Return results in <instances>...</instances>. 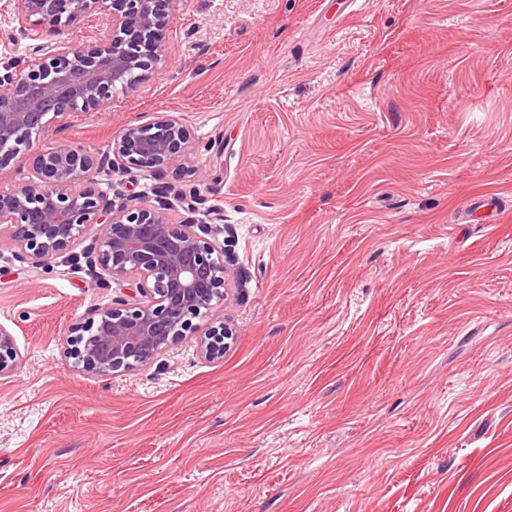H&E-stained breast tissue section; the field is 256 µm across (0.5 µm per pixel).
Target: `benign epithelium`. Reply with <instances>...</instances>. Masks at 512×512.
<instances>
[{"instance_id": "benign-epithelium-1", "label": "benign epithelium", "mask_w": 512, "mask_h": 512, "mask_svg": "<svg viewBox=\"0 0 512 512\" xmlns=\"http://www.w3.org/2000/svg\"><path fill=\"white\" fill-rule=\"evenodd\" d=\"M24 54L0 66V172L27 158L31 176L0 188V249L23 263L45 266L85 244L88 270L106 282L137 280L135 295L117 297L73 323L64 347L75 368L92 375L134 371L158 354L196 337L199 354L224 356L232 328L220 322L199 331L193 320L225 299L231 271L218 236L224 226L170 222L178 207L198 210L199 194L167 185L156 206L115 203L121 194L101 187L99 175L134 168L174 170L188 165L192 134L174 114L127 123L107 150L61 144L44 151L34 142L74 110L99 112L118 92L134 89L136 72L164 59L162 31L174 0H8ZM91 14L109 22L107 36L79 44L45 40ZM95 235H89L91 230ZM13 334L0 326V377L18 366Z\"/></svg>"}]
</instances>
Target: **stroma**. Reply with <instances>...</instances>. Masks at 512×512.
Returning <instances> with one entry per match:
<instances>
[{
  "mask_svg": "<svg viewBox=\"0 0 512 512\" xmlns=\"http://www.w3.org/2000/svg\"><path fill=\"white\" fill-rule=\"evenodd\" d=\"M163 44L36 146L179 116L235 256L197 323L236 338L84 373L111 289L0 252V512H512V0H177ZM480 195L499 223H462ZM18 358L13 334L0 326V377L11 374L16 370Z\"/></svg>",
  "mask_w": 512,
  "mask_h": 512,
  "instance_id": "obj_1",
  "label": "stroma"
}]
</instances>
